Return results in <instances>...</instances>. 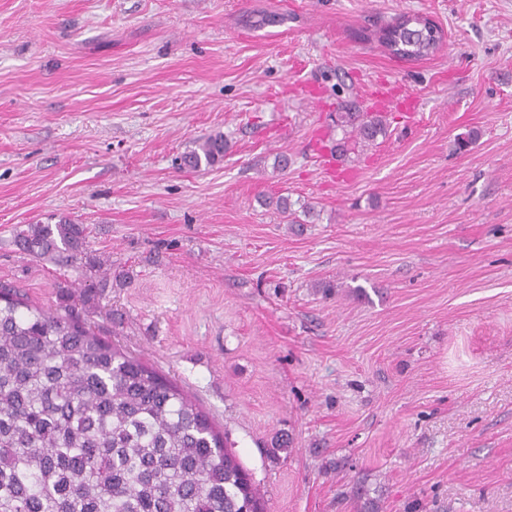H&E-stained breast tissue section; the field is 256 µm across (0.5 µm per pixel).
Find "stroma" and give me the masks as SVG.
Wrapping results in <instances>:
<instances>
[{
    "label": "stroma",
    "instance_id": "stroma-1",
    "mask_svg": "<svg viewBox=\"0 0 512 512\" xmlns=\"http://www.w3.org/2000/svg\"><path fill=\"white\" fill-rule=\"evenodd\" d=\"M379 82L419 110L337 177ZM63 217L103 272L13 246ZM0 284L189 392L265 512H512V0H0ZM430 26L423 16H404L380 31L379 41L393 57L418 60L438 51L442 30ZM224 136H210L199 144V150L194 149L183 157L184 165L189 168H199L202 165V157L206 165H214L224 159Z\"/></svg>",
    "mask_w": 512,
    "mask_h": 512
}]
</instances>
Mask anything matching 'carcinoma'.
I'll return each instance as SVG.
<instances>
[{
  "instance_id": "1",
  "label": "carcinoma",
  "mask_w": 512,
  "mask_h": 512,
  "mask_svg": "<svg viewBox=\"0 0 512 512\" xmlns=\"http://www.w3.org/2000/svg\"><path fill=\"white\" fill-rule=\"evenodd\" d=\"M393 57L438 51L442 30L404 16L380 31ZM343 159L385 133L378 112L338 113ZM210 136L183 157L199 168L224 159ZM86 227L30 224L14 245L39 259L102 263ZM0 512H263L251 474L210 416L151 366L104 341L62 301L44 309L0 286Z\"/></svg>"
}]
</instances>
